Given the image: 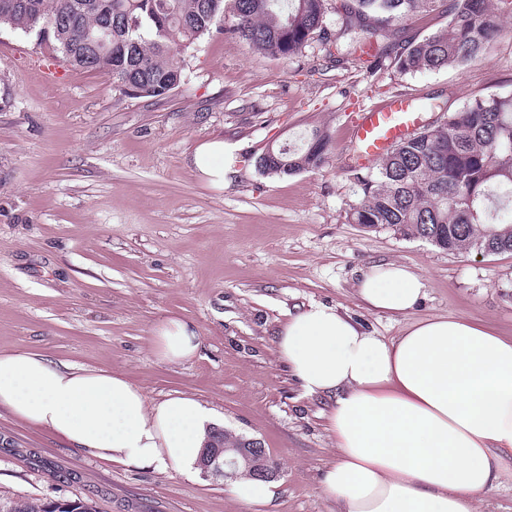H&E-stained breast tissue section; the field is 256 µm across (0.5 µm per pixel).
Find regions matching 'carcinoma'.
<instances>
[{"label": "carcinoma", "instance_id": "cac0c4a2", "mask_svg": "<svg viewBox=\"0 0 512 512\" xmlns=\"http://www.w3.org/2000/svg\"><path fill=\"white\" fill-rule=\"evenodd\" d=\"M342 16L327 32L329 2ZM0 28L25 35L48 30L44 48L64 62L132 85L144 97H164L183 83L178 57L231 18L227 32L251 49L290 59L315 33L343 56L372 71L403 73L463 66L479 59L501 32L491 0H17ZM444 8L448 24L401 51L385 44L390 27ZM112 27V55L99 59L89 42ZM379 159L376 170L354 169L359 197L352 223L388 228L456 252L512 253V96H480L453 112L441 105ZM332 139L315 125L301 146H274L260 171L288 176L327 162ZM0 512H96L77 498L62 508L51 501L0 496Z\"/></svg>", "mask_w": 512, "mask_h": 512}]
</instances>
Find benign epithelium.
<instances>
[{
	"mask_svg": "<svg viewBox=\"0 0 512 512\" xmlns=\"http://www.w3.org/2000/svg\"><path fill=\"white\" fill-rule=\"evenodd\" d=\"M233 442L230 448L218 446L205 449L200 462L202 469L224 478H235L241 473L261 479L277 476V468L261 440L238 436Z\"/></svg>",
	"mask_w": 512,
	"mask_h": 512,
	"instance_id": "obj_1",
	"label": "benign epithelium"
}]
</instances>
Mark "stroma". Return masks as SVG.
<instances>
[{"label": "stroma", "instance_id": "1", "mask_svg": "<svg viewBox=\"0 0 512 512\" xmlns=\"http://www.w3.org/2000/svg\"><path fill=\"white\" fill-rule=\"evenodd\" d=\"M498 10L503 34L481 59L415 73L333 62L317 39L285 60L216 31L181 57L182 86L157 99L124 97L79 69L46 81L52 55L0 29V353L106 368L151 401L196 396L223 429L261 439L278 467L273 503L248 505L233 480L115 463L0 406V494L79 497L96 512H336L320 488L336 458L331 401L304 395L279 359L288 316L321 303L388 340L437 317L512 336L511 253H452L348 217L350 112L397 96L455 110L512 94V12ZM320 123L328 163L258 170L268 145H299ZM216 139L239 155L220 191L192 167L196 147ZM381 261L422 277L415 309L362 302L358 281ZM172 315L199 336L181 363L154 353V329Z\"/></svg>", "mask_w": 512, "mask_h": 512}]
</instances>
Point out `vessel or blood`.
<instances>
[{
    "mask_svg": "<svg viewBox=\"0 0 512 512\" xmlns=\"http://www.w3.org/2000/svg\"><path fill=\"white\" fill-rule=\"evenodd\" d=\"M420 117L404 99L363 109L351 121V134L358 148V159L368 162L380 157L389 146L410 133Z\"/></svg>",
    "mask_w": 512,
    "mask_h": 512,
    "instance_id": "vessel-or-blood-1",
    "label": "vessel or blood"
}]
</instances>
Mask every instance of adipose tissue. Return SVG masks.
Listing matches in <instances>:
<instances>
[{"instance_id":"ef3b65f1","label":"adipose tissue","mask_w":512,"mask_h":512,"mask_svg":"<svg viewBox=\"0 0 512 512\" xmlns=\"http://www.w3.org/2000/svg\"><path fill=\"white\" fill-rule=\"evenodd\" d=\"M235 151L221 140L200 144L192 157L199 179L223 189ZM358 294L371 309L404 313L421 302L424 283L402 264L379 263ZM197 349L181 318L155 330L164 361ZM277 354L305 395L333 400L336 458L321 484L341 512H480L512 458V337L437 318L388 341L316 303L282 325ZM0 405L99 457L187 476L218 426L195 396L151 402L106 369L57 366L33 352L0 354Z\"/></svg>"}]
</instances>
